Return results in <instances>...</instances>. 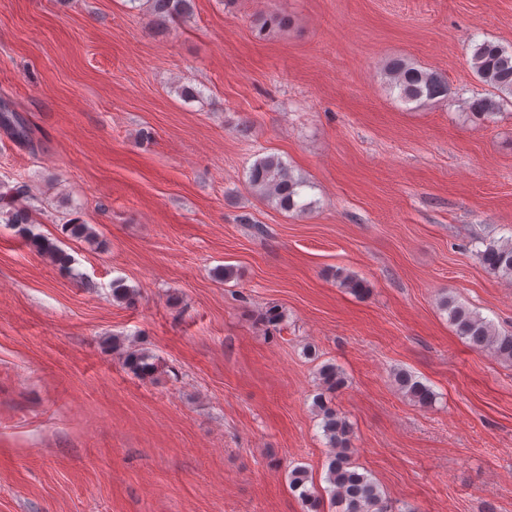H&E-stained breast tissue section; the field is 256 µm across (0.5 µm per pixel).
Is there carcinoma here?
Returning <instances> with one entry per match:
<instances>
[{"mask_svg": "<svg viewBox=\"0 0 512 512\" xmlns=\"http://www.w3.org/2000/svg\"><path fill=\"white\" fill-rule=\"evenodd\" d=\"M146 8L152 22L163 26L174 19L185 20L193 14L194 0H128ZM470 67L478 79L494 89L488 96L474 97L468 109L478 119H490L512 96V47L483 40L476 43L470 59ZM390 90L404 103L446 100L451 94L448 80L433 70L418 68L404 60L393 61L386 70ZM0 125L10 130L12 137L33 145L32 133L23 119L8 109L0 111ZM248 184L260 197L267 199L287 212L304 213L311 208L305 202L308 183L293 175L277 155L257 158L248 171ZM31 197L29 186L19 182L13 186L0 185V223L16 230L17 235L39 256L59 267L71 263L70 255L58 244V240L36 234L34 211L27 205ZM66 233L76 240L92 241L96 232L87 224L72 218L65 225ZM481 264L495 277L512 282V238L491 240L479 253ZM441 310L448 314V322L456 335L477 351H488L495 357L512 362V333H501L479 313L451 297L440 302ZM105 344L118 353L123 365L135 376L145 379L154 375L157 363L152 354L126 343L121 336H109ZM322 392L313 401L317 416L321 418L323 435L332 455L328 465L325 492L337 512H393L380 484L370 475L358 470L347 455L351 445L353 428L348 419L333 407L331 395L345 385L342 371L334 364H325L319 370ZM400 390L422 407H429L436 399L432 388L415 375L400 370L395 373ZM290 487L299 493L304 506L318 512L321 496L315 487L308 485L305 469L295 468L290 475Z\"/></svg>", "mask_w": 512, "mask_h": 512, "instance_id": "obj_1", "label": "carcinoma"}]
</instances>
